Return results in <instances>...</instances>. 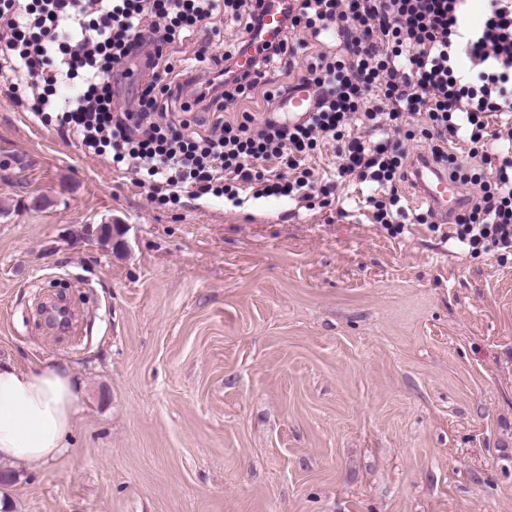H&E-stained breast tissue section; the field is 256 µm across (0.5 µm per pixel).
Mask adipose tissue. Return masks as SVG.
<instances>
[{
	"label": "adipose tissue",
	"instance_id": "ef3b65f1",
	"mask_svg": "<svg viewBox=\"0 0 512 512\" xmlns=\"http://www.w3.org/2000/svg\"><path fill=\"white\" fill-rule=\"evenodd\" d=\"M78 407L66 364H0V466L19 469L60 456Z\"/></svg>",
	"mask_w": 512,
	"mask_h": 512
}]
</instances>
